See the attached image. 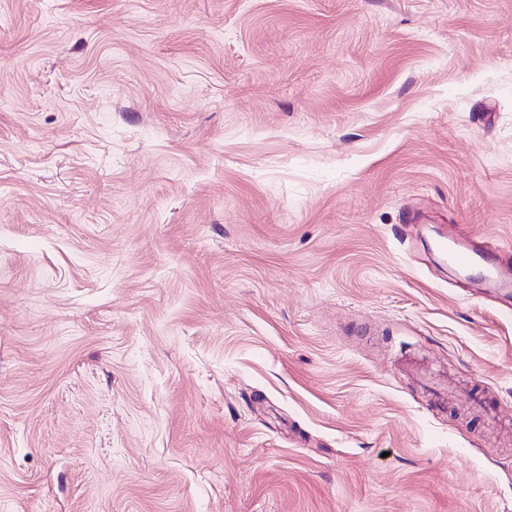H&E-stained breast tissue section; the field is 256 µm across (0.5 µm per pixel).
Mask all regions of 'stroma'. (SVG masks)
Listing matches in <instances>:
<instances>
[{
	"instance_id": "stroma-1",
	"label": "stroma",
	"mask_w": 512,
	"mask_h": 512,
	"mask_svg": "<svg viewBox=\"0 0 512 512\" xmlns=\"http://www.w3.org/2000/svg\"><path fill=\"white\" fill-rule=\"evenodd\" d=\"M512 0H0V512H512ZM448 256L452 265L460 269H469L486 260L488 253H478L460 245L452 249Z\"/></svg>"
}]
</instances>
